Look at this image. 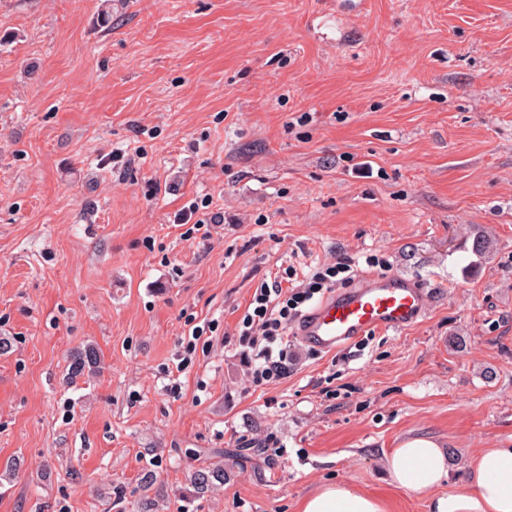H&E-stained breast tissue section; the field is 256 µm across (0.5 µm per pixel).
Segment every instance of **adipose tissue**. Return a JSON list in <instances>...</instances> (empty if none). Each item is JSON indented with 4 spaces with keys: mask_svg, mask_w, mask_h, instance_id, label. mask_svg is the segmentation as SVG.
Returning a JSON list of instances; mask_svg holds the SVG:
<instances>
[{
    "mask_svg": "<svg viewBox=\"0 0 512 512\" xmlns=\"http://www.w3.org/2000/svg\"><path fill=\"white\" fill-rule=\"evenodd\" d=\"M384 468L402 490L428 494L429 512H512V447L486 448L467 465L465 477L448 493L446 449L429 438L410 437L386 455ZM380 499L343 482L327 481L304 497L299 512H385Z\"/></svg>",
    "mask_w": 512,
    "mask_h": 512,
    "instance_id": "adipose-tissue-1",
    "label": "adipose tissue"
}]
</instances>
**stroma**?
Segmentation results:
<instances>
[{"label": "stroma", "instance_id": "1", "mask_svg": "<svg viewBox=\"0 0 512 512\" xmlns=\"http://www.w3.org/2000/svg\"><path fill=\"white\" fill-rule=\"evenodd\" d=\"M201 202L203 243L174 222ZM339 258L426 315L254 387L255 288ZM0 338V512H135L148 472L156 512H297L329 478L428 512L401 441L455 481L512 445V0H0ZM99 363V352L93 346L77 350L70 357L69 375L71 379L92 374ZM384 468L397 488L433 495L450 478L448 449L429 438L410 437L385 456ZM225 466L220 460L203 469L192 471L189 483L193 489L192 495L201 497L224 485Z\"/></svg>", "mask_w": 512, "mask_h": 512}]
</instances>
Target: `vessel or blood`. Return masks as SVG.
Listing matches in <instances>:
<instances>
[{"instance_id": "1", "label": "vessel or blood", "mask_w": 512, "mask_h": 512, "mask_svg": "<svg viewBox=\"0 0 512 512\" xmlns=\"http://www.w3.org/2000/svg\"><path fill=\"white\" fill-rule=\"evenodd\" d=\"M428 302L429 291L420 281L396 271L372 273L354 287L328 291L295 323L292 334L302 345L332 354L370 333L416 325Z\"/></svg>"}]
</instances>
